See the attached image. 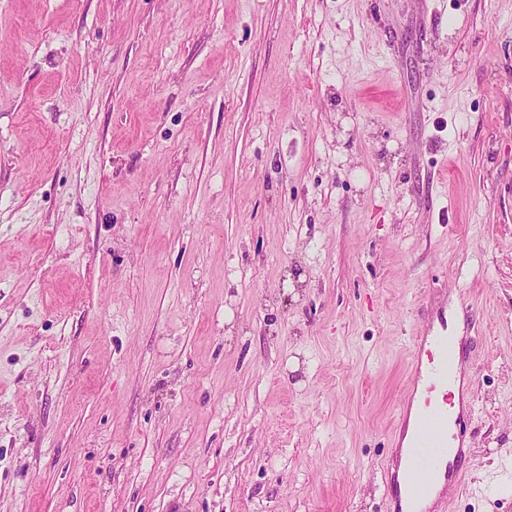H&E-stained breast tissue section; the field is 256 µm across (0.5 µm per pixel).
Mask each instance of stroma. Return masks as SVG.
Returning <instances> with one entry per match:
<instances>
[{
	"mask_svg": "<svg viewBox=\"0 0 512 512\" xmlns=\"http://www.w3.org/2000/svg\"><path fill=\"white\" fill-rule=\"evenodd\" d=\"M443 302L512 512V0H0V512H386Z\"/></svg>",
	"mask_w": 512,
	"mask_h": 512,
	"instance_id": "stroma-1",
	"label": "stroma"
}]
</instances>
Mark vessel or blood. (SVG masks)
<instances>
[{
  "mask_svg": "<svg viewBox=\"0 0 512 512\" xmlns=\"http://www.w3.org/2000/svg\"><path fill=\"white\" fill-rule=\"evenodd\" d=\"M462 354L448 334V309L440 307L412 345L410 387L394 430L395 450L407 465L383 466L387 512H447L450 488L461 484L471 467V402L461 403L453 415L430 398L437 387L455 382L454 362Z\"/></svg>",
  "mask_w": 512,
  "mask_h": 512,
  "instance_id": "1",
  "label": "vessel or blood"
}]
</instances>
